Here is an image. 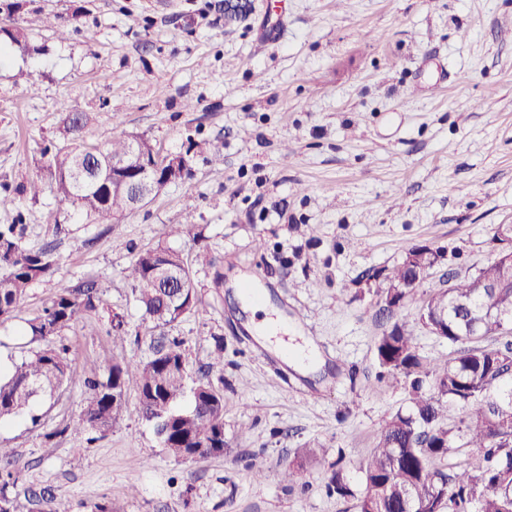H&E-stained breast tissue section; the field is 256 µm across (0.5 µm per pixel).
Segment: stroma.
Here are the masks:
<instances>
[{"mask_svg": "<svg viewBox=\"0 0 512 512\" xmlns=\"http://www.w3.org/2000/svg\"><path fill=\"white\" fill-rule=\"evenodd\" d=\"M251 2L230 24L224 0H19L33 50L0 62V193L39 176L42 148L62 144L60 118L74 110L89 115L91 142L119 128L182 153L219 138L224 164L196 155L190 178L113 225L48 194L0 210V225L23 219L27 244L57 260L0 320V361L27 356L16 337L59 289L89 283L105 307L66 332L72 366L108 367L113 312L128 355L149 357V324L123 271L140 250L178 251L201 303L169 333L196 375L224 344V453L166 455L132 383L111 431L73 437L85 397L76 381L43 404L41 427L0 429L15 451L13 493L47 488L72 512L105 501L119 512H356L355 499L326 493L334 463L367 455L409 406L403 385L378 377L375 344L392 320L380 312L386 273L409 245L444 250V266L395 313L413 318L445 268L476 273L498 252L496 227L512 224V0ZM49 12L66 19L67 39L43 27ZM283 12L284 35L261 44V24ZM21 70L30 83L16 81ZM187 217L197 240L168 235ZM241 275L260 283L312 363L286 360L250 330L230 286ZM306 443L320 455L297 483L282 482ZM254 457L263 479L248 468Z\"/></svg>", "mask_w": 512, "mask_h": 512, "instance_id": "1", "label": "stroma"}]
</instances>
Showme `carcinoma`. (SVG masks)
Masks as SVG:
<instances>
[{"label":"carcinoma","instance_id":"cac0c4a2","mask_svg":"<svg viewBox=\"0 0 512 512\" xmlns=\"http://www.w3.org/2000/svg\"><path fill=\"white\" fill-rule=\"evenodd\" d=\"M18 2L0 6L10 16L0 24V51L29 50L25 29L12 19ZM44 27L63 39L68 28L62 17L47 13ZM88 117L83 112L62 115L63 144L41 152L42 176L21 186V194L39 198L50 191L60 205H69L88 220L101 223L131 213L127 199L112 191V159L127 154L131 135L116 134L103 144L85 138ZM205 154L211 165L224 164V141L189 143L188 150ZM28 226L0 225V318L10 317L32 284L51 277L56 260L47 247L25 243ZM146 321L160 340L152 356L137 360L123 351L124 323L109 330L116 352L102 374L95 366L76 368L67 358L65 331L82 314L103 305L94 286L62 288L42 312L27 322L29 342L38 344L31 355L0 372V426L20 416L40 424L39 401L53 398L66 383L80 381L88 390L72 428L105 433L127 407L125 385L137 381V410L151 423L159 445L171 458L202 462L224 453V349L222 342L210 356L207 371L193 377L183 341L165 337V328L200 303L191 267L182 255L163 246L138 252L124 271ZM391 287L383 294L400 300L420 284L411 279L406 262L386 276ZM450 285L429 294L423 312L414 318L425 329L448 324L445 340L453 346L446 355H419L406 323H393L376 342L382 377L409 382L410 408L390 417L377 434L371 453L358 460H336L326 492L338 499L357 498V512H512V343L495 345L512 334V268L495 258L474 275L448 271ZM189 405L181 406L184 399ZM460 411L459 422L448 425V410ZM469 448L464 459L444 471L448 453ZM321 449H296L295 461L281 472L293 484L305 462ZM14 451L0 445V512H32L35 501L44 512H71V507L45 491L25 499L11 495L15 482L9 470ZM362 473L365 488L359 495L346 470Z\"/></svg>","mask_w":512,"mask_h":512}]
</instances>
